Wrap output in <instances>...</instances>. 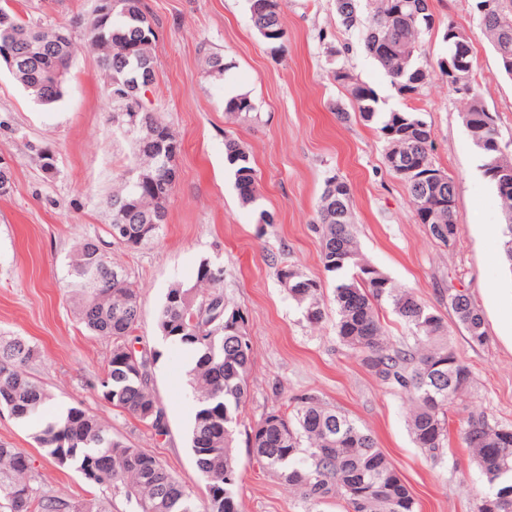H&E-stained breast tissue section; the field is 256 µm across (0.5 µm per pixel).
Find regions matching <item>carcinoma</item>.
Segmentation results:
<instances>
[{
    "mask_svg": "<svg viewBox=\"0 0 512 512\" xmlns=\"http://www.w3.org/2000/svg\"><path fill=\"white\" fill-rule=\"evenodd\" d=\"M336 15L348 31H359L365 51L386 72L403 97L419 94L430 71L421 60L423 37L434 27L429 0H378L365 24L358 0H335ZM254 29L269 44L283 46L287 38L279 0H249ZM484 34L500 66L512 64V9L505 0L478 14ZM153 19L143 0H111V14L87 36L108 76V84L130 79L144 68L156 74L155 43L143 38ZM42 44L30 66L33 83L58 102L68 73L72 38L59 39L56 29L24 22L12 9L0 6V46L17 48ZM333 78L349 95L354 111L373 122L385 144L389 171L406 186L420 223L445 247L454 246L461 228L448 197L456 195L450 175L424 194L423 176L438 170L433 161L432 131L419 112H382L375 90L343 66ZM463 123L478 148L485 178L502 206L500 228L505 260L512 267V187L504 189L496 175L512 176V141L502 140L495 115L475 86L461 94ZM110 120L146 113L139 111L138 94L112 98ZM256 110L246 93L224 100V112L246 118ZM137 168L158 173L156 189L123 180L113 190L111 224L129 227L131 247L155 240L161 224H147L140 216L168 211L175 186L167 185L165 150L159 145H135ZM225 159L233 170L241 202L252 205L261 197V183L249 154L233 137L225 136ZM352 195L348 183L335 175L325 180L313 229L321 240V262L334 283L336 335L362 354L363 364L382 381L400 388L410 403L409 429L413 441L431 458L451 447L450 406L462 399L471 384V371L458 360L444 317L413 292L396 287L378 268L363 260L352 228ZM108 242L86 237L68 261L67 288L75 299L76 315L91 332L112 339L107 368L96 387L112 407L167 433L166 415L153 389V370L161 353L132 347L141 313L139 293L125 269L108 260ZM199 264L190 286L170 288L157 312L164 340L192 353L187 370L196 411L190 443L195 466L206 482V497L197 504L189 485L159 460L129 441L112 436L97 416L70 407L44 418L52 400L49 390L28 373L35 351L22 336L0 333V409L19 421L39 422L34 439L59 465L81 474L90 486L124 494L129 512H242L239 501L235 428L243 414L253 362V348L244 313L224 301V274L202 273ZM286 284L288 295L312 324L324 318L321 281L298 269ZM388 303L410 330L413 343L387 340L378 305ZM448 308L469 340L486 339L484 320L468 293L448 289ZM458 436L492 485L478 512H512V426L481 412L470 414ZM249 450L262 469L273 472L289 489L315 504L335 497L345 512H415V500L399 473L377 446L372 433L322 402L318 396L295 398L291 414L272 410L247 432ZM28 456L18 448L0 445V509L4 512H111L100 498H62L33 484Z\"/></svg>",
    "mask_w": 512,
    "mask_h": 512,
    "instance_id": "1",
    "label": "carcinoma"
}]
</instances>
